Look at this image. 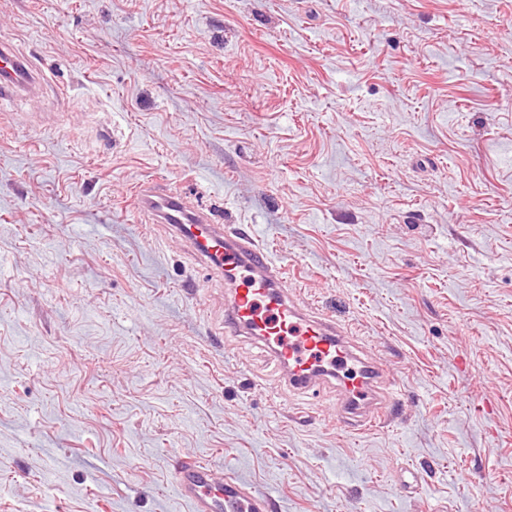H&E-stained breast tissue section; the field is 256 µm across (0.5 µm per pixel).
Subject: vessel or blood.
Listing matches in <instances>:
<instances>
[{
    "mask_svg": "<svg viewBox=\"0 0 512 512\" xmlns=\"http://www.w3.org/2000/svg\"><path fill=\"white\" fill-rule=\"evenodd\" d=\"M35 80L11 47H0V98ZM136 202L152 223L166 225L189 242L198 260L221 278L230 304L225 332L249 337L265 348L289 388L306 392L338 384L341 417L351 428L369 427L385 415L392 388L385 383L384 367L356 350L334 321L294 301L284 286L282 267L253 232L225 230L185 195L150 183L139 188ZM176 489L190 512L271 510L268 495L248 490L231 475L215 480L201 462L177 467Z\"/></svg>",
    "mask_w": 512,
    "mask_h": 512,
    "instance_id": "obj_1",
    "label": "vessel or blood"
}]
</instances>
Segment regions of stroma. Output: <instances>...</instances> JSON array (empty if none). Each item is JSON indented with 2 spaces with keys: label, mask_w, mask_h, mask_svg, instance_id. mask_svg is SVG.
Wrapping results in <instances>:
<instances>
[{
  "label": "stroma",
  "mask_w": 512,
  "mask_h": 512,
  "mask_svg": "<svg viewBox=\"0 0 512 512\" xmlns=\"http://www.w3.org/2000/svg\"><path fill=\"white\" fill-rule=\"evenodd\" d=\"M0 512H512V0H0ZM249 227L398 383L299 395L138 185ZM36 80L35 73L10 46L1 44L0 49V98L14 94ZM176 489L190 504V512H270L267 494L250 491L232 475L217 482L211 468L201 462H184L176 469Z\"/></svg>",
  "instance_id": "obj_1"
}]
</instances>
